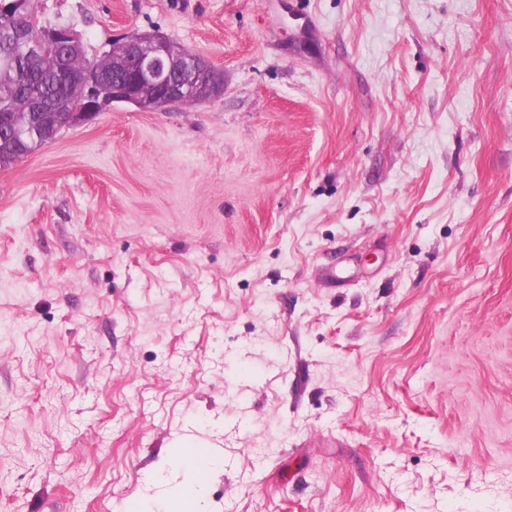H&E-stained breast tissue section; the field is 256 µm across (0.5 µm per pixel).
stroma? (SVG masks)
<instances>
[{
    "label": "stroma",
    "instance_id": "35a3bbf8",
    "mask_svg": "<svg viewBox=\"0 0 512 512\" xmlns=\"http://www.w3.org/2000/svg\"><path fill=\"white\" fill-rule=\"evenodd\" d=\"M215 99L0 167V512H512V0H36ZM184 443V442H183ZM174 463L181 468L185 474V481L182 484L178 503L165 500V511L173 512H196L200 511L197 504L202 496L205 484L216 465L214 458L206 451V445H197L193 453V459H186L184 445Z\"/></svg>",
    "mask_w": 512,
    "mask_h": 512
}]
</instances>
